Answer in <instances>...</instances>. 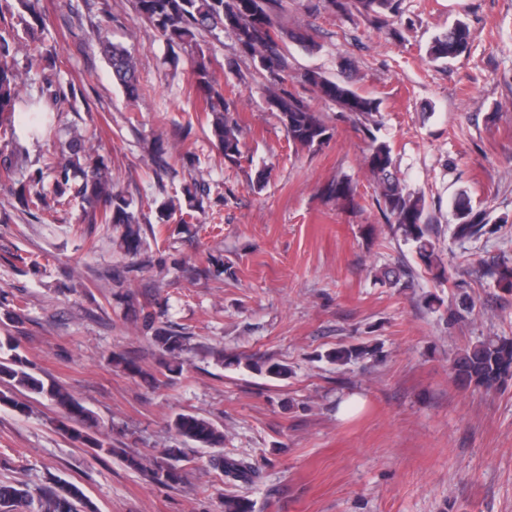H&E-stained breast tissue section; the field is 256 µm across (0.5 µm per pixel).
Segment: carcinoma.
Wrapping results in <instances>:
<instances>
[{
    "mask_svg": "<svg viewBox=\"0 0 512 512\" xmlns=\"http://www.w3.org/2000/svg\"><path fill=\"white\" fill-rule=\"evenodd\" d=\"M137 15L149 23L170 48H179L192 55L194 89L203 101L204 111L210 113L211 132L224 152V158L238 163L242 158L240 148L242 129L234 116V101L224 96V86L211 69L198 42L202 33L230 34L241 54L251 59L253 68L266 80V91L271 106L279 112L288 140L297 148L315 151L330 138L331 132L318 112L299 94L288 89V72L291 69L285 47L283 27L278 21L284 11L282 0H132ZM341 13L356 11L371 23L383 24L399 13V0H324L323 5ZM8 12L17 15L29 40L19 46L15 30L0 32V133L10 134V156L0 164V178L9 182L10 194L22 211L35 217L57 211L73 200H79L80 214L77 223L89 226L115 224L122 228L120 247L128 262L112 272L118 283L126 281V274L136 271L138 258L145 251L142 235L141 213L132 200L117 190L105 167L93 160L94 145L90 139L75 135L59 143L58 149L43 156V166L24 171V148L15 133V123L20 122L31 132L47 127V114L58 107L65 94L56 84L55 45L49 43L46 23L39 9L38 0H0V15ZM471 33L466 22L459 20L435 37L427 48L432 62L454 59L468 51ZM112 69V77L128 97L138 95L135 76L136 60L120 45L102 41ZM46 62L42 69L43 106L37 109H20V91L32 66ZM303 82L311 86L317 96L334 102L346 114L355 128L369 140L365 166L376 182L375 202L392 234L412 244L416 258L435 279L445 277V266L432 241L428 204L424 195L410 190L395 170L390 146L374 134L379 124L380 101L358 93L350 84L327 78L318 70H309ZM158 181L169 175L173 165L159 143L153 144ZM53 176L52 187L45 185V175ZM187 203L186 215L202 208L209 186L194 182L182 187ZM328 199L352 211L360 208L356 186L349 178L331 181L325 189ZM456 224L452 238L468 241L487 233L488 214L474 208L465 193L452 201ZM188 272L195 278L208 279L227 275L235 276L230 267L216 258L208 267L194 266ZM498 286L512 290V266L500 265L489 270ZM124 304L129 312L140 316L142 328L159 352L157 363L170 374L180 373L182 353L190 340L184 332L158 321L156 313L146 310L136 295L128 292ZM10 355L0 358V381L20 397L0 393V402L24 413L28 399L36 396L49 400L63 409L71 425L66 433L98 453L119 456L127 467L146 474L150 481L180 486L185 483L187 471L183 461L186 456L180 448H169L161 456L145 462L124 448L99 438L100 422L96 413L74 398L64 387L46 381L33 372L27 359L17 353L12 337L0 338V352ZM372 354L366 346H342L327 352L324 358L336 365H345ZM112 363L129 376L143 374L138 363L122 353L112 355ZM455 379L475 388L492 389L512 381V339L486 336L462 348L451 364ZM175 434L192 442L198 448L211 450L212 467L224 475V482L253 485L259 471L252 463L226 456L224 432L213 421L191 413H177L169 422ZM250 501L237 495H224L223 512H251ZM0 512H94L82 490L68 482L53 481L31 488L24 483L0 482Z\"/></svg>",
    "mask_w": 512,
    "mask_h": 512,
    "instance_id": "obj_1",
    "label": "carcinoma"
}]
</instances>
